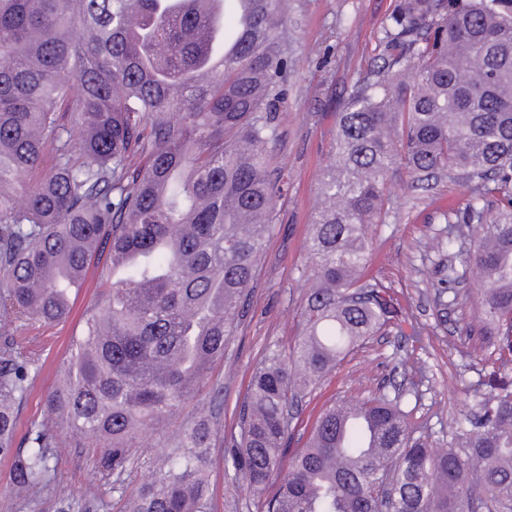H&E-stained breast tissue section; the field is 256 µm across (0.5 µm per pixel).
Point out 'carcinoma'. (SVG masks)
I'll list each match as a JSON object with an SVG mask.
<instances>
[{
  "label": "carcinoma",
  "instance_id": "obj_1",
  "mask_svg": "<svg viewBox=\"0 0 512 512\" xmlns=\"http://www.w3.org/2000/svg\"><path fill=\"white\" fill-rule=\"evenodd\" d=\"M236 46L209 70L213 2ZM0 0V456L12 490H48L66 438L104 449L127 512H210L207 469L224 386L209 377L254 287L281 180L267 145L287 93L279 29L288 0ZM382 64L336 114L333 162L306 248L310 286L287 351L251 377L224 468L257 512H512V0H400ZM474 183L456 224L484 219L474 251L448 225V281L477 288L476 359L487 369L448 447L410 427L406 391L327 408L287 446L304 398L356 346L395 324L392 288L366 278L386 174ZM61 387L63 433L33 424L14 447L38 373L17 331L56 324L92 263ZM207 397L200 398L203 388ZM190 415L169 429L181 409ZM361 425L337 438L339 416ZM144 432L165 433L148 478H124Z\"/></svg>",
  "mask_w": 512,
  "mask_h": 512
}]
</instances>
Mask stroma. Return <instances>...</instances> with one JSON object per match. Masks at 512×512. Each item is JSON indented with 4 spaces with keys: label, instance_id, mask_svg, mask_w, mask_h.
Segmentation results:
<instances>
[{
    "label": "stroma",
    "instance_id": "stroma-1",
    "mask_svg": "<svg viewBox=\"0 0 512 512\" xmlns=\"http://www.w3.org/2000/svg\"><path fill=\"white\" fill-rule=\"evenodd\" d=\"M398 0H289L280 34L288 55V86L275 123L274 167L283 195L276 221L260 258L249 304L224 357L211 366V376L224 385L218 423L233 431L252 373L272 344L291 342L299 328L310 273L305 250L309 220L317 204L315 190L332 161L336 114L354 87L378 63L382 29ZM388 200L383 223L373 225L370 271L391 286L403 307L399 327L356 348L335 374L303 402L297 431L309 434L322 409L341 399L364 398L401 386L404 408L416 434L446 444L448 431L466 393L480 379L464 329L472 322L476 301L472 280L456 284L455 300L436 302L445 288L448 256L425 250L430 237H446L448 213L465 208L472 185L447 178L419 185L401 167L387 177ZM100 267L73 295L69 318L54 325L30 324L16 341L32 355L38 375L23 405L16 432L24 445L32 424L45 420V399L56 390L81 315L97 297ZM96 448H67L55 461V484L27 501L13 495L9 477L13 461L0 458V512H119L112 479L100 465ZM209 480L212 512H248L245 493L224 470V450H212Z\"/></svg>",
    "mask_w": 512,
    "mask_h": 512
}]
</instances>
